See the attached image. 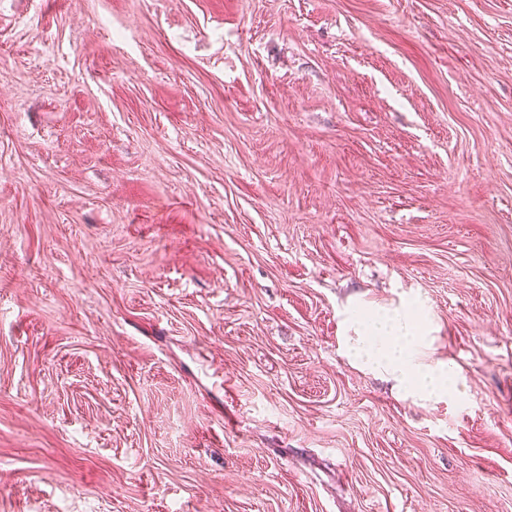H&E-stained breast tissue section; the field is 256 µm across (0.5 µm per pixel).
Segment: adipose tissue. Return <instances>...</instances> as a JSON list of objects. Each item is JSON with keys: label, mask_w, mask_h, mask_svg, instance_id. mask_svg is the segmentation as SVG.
Instances as JSON below:
<instances>
[{"label": "adipose tissue", "mask_w": 512, "mask_h": 512, "mask_svg": "<svg viewBox=\"0 0 512 512\" xmlns=\"http://www.w3.org/2000/svg\"><path fill=\"white\" fill-rule=\"evenodd\" d=\"M344 323L358 337L355 362L392 379L399 393L422 401L460 396L466 386L452 360L430 356L431 319L413 293L394 307H346Z\"/></svg>", "instance_id": "ef3b65f1"}]
</instances>
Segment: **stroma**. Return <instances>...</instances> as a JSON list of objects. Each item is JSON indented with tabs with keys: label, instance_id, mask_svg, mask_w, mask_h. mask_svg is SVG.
<instances>
[{
	"label": "stroma",
	"instance_id": "1",
	"mask_svg": "<svg viewBox=\"0 0 512 512\" xmlns=\"http://www.w3.org/2000/svg\"><path fill=\"white\" fill-rule=\"evenodd\" d=\"M0 512H512V0H0ZM352 302L343 311V322L359 336L355 362L392 379L404 397L430 401L463 393L466 382L455 363L430 357L433 329L420 294L412 293L394 307H353Z\"/></svg>",
	"mask_w": 512,
	"mask_h": 512
}]
</instances>
